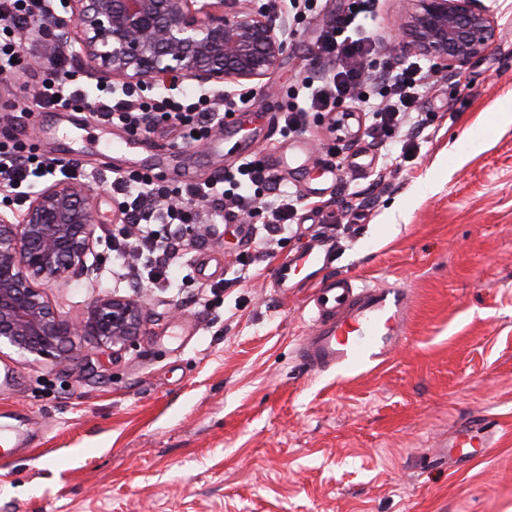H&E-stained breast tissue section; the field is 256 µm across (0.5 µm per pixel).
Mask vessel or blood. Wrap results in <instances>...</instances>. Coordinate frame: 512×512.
I'll return each instance as SVG.
<instances>
[{
    "label": "vessel or blood",
    "mask_w": 512,
    "mask_h": 512,
    "mask_svg": "<svg viewBox=\"0 0 512 512\" xmlns=\"http://www.w3.org/2000/svg\"><path fill=\"white\" fill-rule=\"evenodd\" d=\"M332 255V244L315 241L275 269L280 292L296 287L301 273L313 287L310 332L301 344V359L317 372L377 368L407 340L410 294L403 288L360 284L332 274ZM496 434L489 420L469 421L442 441V452L449 466L460 467L472 459L473 449L492 447Z\"/></svg>",
    "instance_id": "b4317fda"
}]
</instances>
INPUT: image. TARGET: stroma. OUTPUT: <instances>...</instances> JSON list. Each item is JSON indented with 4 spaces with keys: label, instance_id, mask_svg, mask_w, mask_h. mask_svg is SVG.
Returning a JSON list of instances; mask_svg holds the SVG:
<instances>
[{
    "label": "stroma",
    "instance_id": "stroma-1",
    "mask_svg": "<svg viewBox=\"0 0 512 512\" xmlns=\"http://www.w3.org/2000/svg\"><path fill=\"white\" fill-rule=\"evenodd\" d=\"M499 39L459 74L430 70L398 23L408 0H378L367 33L376 43L367 79L419 61L430 71L397 160L358 132L335 175L318 166L333 143L325 118L283 136L280 116L301 82L326 71L319 37L347 0H320L294 23L272 72L235 112L222 151L185 147L175 133H143V154L189 155L196 181L223 176L244 155L275 168L300 199L290 238L253 243L248 225L201 209L188 258L206 255L226 283L144 284L146 325L119 353L79 337L60 360L32 362L0 348V427L26 438L0 468V512H512V0H490ZM34 21L19 35L23 71L0 80V141L54 157L72 152L99 213L94 281L52 286L62 318L79 320L113 290L112 232L123 195L105 141L126 128L91 110L63 122L33 96L48 59ZM41 122H34L33 113ZM301 153L303 165L280 166ZM327 204L335 218L331 271L408 289L409 339L371 372L316 373L300 358L310 288L281 293L276 265L311 239ZM486 416L502 429L495 448L454 470L439 445L459 422Z\"/></svg>",
    "mask_w": 512,
    "mask_h": 512
}]
</instances>
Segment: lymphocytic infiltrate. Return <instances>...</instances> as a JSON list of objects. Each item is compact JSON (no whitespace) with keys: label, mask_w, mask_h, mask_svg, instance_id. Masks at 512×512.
<instances>
[{"label":"lymphocytic infiltrate","mask_w":512,"mask_h":512,"mask_svg":"<svg viewBox=\"0 0 512 512\" xmlns=\"http://www.w3.org/2000/svg\"><path fill=\"white\" fill-rule=\"evenodd\" d=\"M49 0H0V20L4 21V39L0 40V75L14 72L12 59L20 53L14 32L48 15ZM350 8L337 15L333 26L320 39L321 55L336 57V73L306 83L303 87L306 107L283 112L280 122L284 133L302 130L308 112L327 119V130L337 140L346 139L353 130L354 113L339 114V101L358 104L360 111L372 118L371 135L391 136L406 123L414 104L426 85V76L418 63H409L402 71L381 82L378 92H371L361 81L366 58L371 53L363 31L362 18L370 16L373 0H349ZM39 107H91L103 121L130 130L152 129L170 122L178 129L181 144L208 139L222 115L243 107V100L228 98L223 114H216L206 94L180 91L178 98H163L154 104L135 99L133 92L118 87L89 95L79 69L67 58L56 59L42 78L36 94ZM83 167L75 161L61 163L54 158L31 159L23 156L19 144L0 141V187L15 192L45 175L61 173L78 179ZM126 197L130 225L119 231L114 250L120 257L132 258L130 274L147 275L150 282L168 283L170 258L179 255L187 243L185 234L195 223L199 205L220 204L228 222L243 220L257 203H264L268 220L257 230L258 238L268 241L288 233L298 198L280 190L277 179L256 159L240 163L223 180L178 185L167 188L155 183L148 174L119 176L113 182Z\"/></svg>","instance_id":"f902f5d3"}]
</instances>
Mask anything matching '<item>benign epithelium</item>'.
<instances>
[{"label":"benign epithelium","instance_id":"7a95c632","mask_svg":"<svg viewBox=\"0 0 512 512\" xmlns=\"http://www.w3.org/2000/svg\"><path fill=\"white\" fill-rule=\"evenodd\" d=\"M401 22L410 48L444 71L459 73L498 38L483 0H410ZM69 16L41 29L52 56L60 37L102 77L149 90L172 77L201 88L260 83L287 47L288 9L278 13L224 0H68ZM97 213L88 186L60 180L35 193L20 219L0 212V346L38 361L61 356L77 336L116 353L140 336L146 306L134 298L98 296L83 318H60L45 290L91 278L87 263Z\"/></svg>","mask_w":512,"mask_h":512}]
</instances>
